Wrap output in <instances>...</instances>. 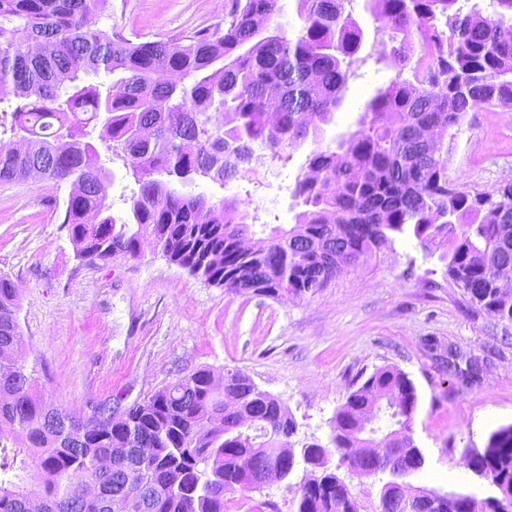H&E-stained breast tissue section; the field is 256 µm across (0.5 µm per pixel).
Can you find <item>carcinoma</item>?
<instances>
[{"label":"carcinoma","instance_id":"carcinoma-1","mask_svg":"<svg viewBox=\"0 0 512 512\" xmlns=\"http://www.w3.org/2000/svg\"><path fill=\"white\" fill-rule=\"evenodd\" d=\"M109 0H0V86L15 103L0 114V182L23 173L70 188L63 223L77 258L136 257L152 240L162 255L205 283L241 295L304 296L407 233L439 256L448 282L472 309L512 325V294L499 283L512 270V184L494 193L448 176V143L428 142L422 129L451 131L478 108L512 109V0L468 12L460 0H366L385 20L395 70L363 112L359 128L336 151L314 149L294 197L306 206L288 229L255 237L240 201L216 203L182 195L174 182L207 179L224 187L260 147L274 160L317 138L339 104L363 45L348 10L352 0H297L298 34L272 27L279 0H232L224 29L181 41L136 43L90 26ZM120 73L115 86L79 83V73ZM123 161L137 191L121 221L109 214L113 172L97 165V145ZM18 291L0 276V512H27V488L11 473L27 452L47 512H101L84 496L94 480L109 495L108 512L143 487L145 512H224V490L256 488L274 458L296 459L297 424L283 402L225 373L208 369L178 378L148 401L129 407L125 426L87 430L79 444L53 419L61 407L34 392L17 321ZM234 412L224 413L228 388ZM20 400L8 406L12 395ZM373 408L388 429L372 426ZM416 387L393 366L375 369L336 411L333 448L304 447L311 477L289 488L295 512H361L349 485L326 469L331 450L411 448ZM108 458L128 465L115 476ZM464 462L497 495L481 512H512V425L492 431ZM429 490L385 488L378 512H405Z\"/></svg>","mask_w":512,"mask_h":512}]
</instances>
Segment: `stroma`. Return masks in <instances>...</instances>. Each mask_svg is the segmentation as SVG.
<instances>
[{"instance_id":"35a3bbf8","label":"stroma","mask_w":512,"mask_h":512,"mask_svg":"<svg viewBox=\"0 0 512 512\" xmlns=\"http://www.w3.org/2000/svg\"><path fill=\"white\" fill-rule=\"evenodd\" d=\"M352 16L364 32L366 59L322 127L325 150L356 129L395 74L375 60L389 39L378 35L365 0H354ZM223 22L211 0H110L96 17L97 28L136 42L182 39ZM311 150L307 142L292 148L289 160L247 166L222 189L197 182L181 191L249 199L260 207V223L287 228ZM448 173L488 192L511 183L512 112L466 114L448 142ZM68 193V186L39 178L0 182V275L18 290L35 387L56 405L76 414L103 402L125 409L198 369L218 377L237 369L285 404L297 424L296 446H326L357 379L394 365L418 394L413 435L426 463L412 485L480 501L492 495L463 456L512 424V325L468 311L443 263L414 236L396 238L315 294L241 295L204 283L149 241L135 258L78 259L63 223ZM451 352L482 364L480 383L463 388L448 376L440 360ZM309 474L300 463L288 480L225 492L224 512H259L264 501L293 512L287 486Z\"/></svg>"}]
</instances>
